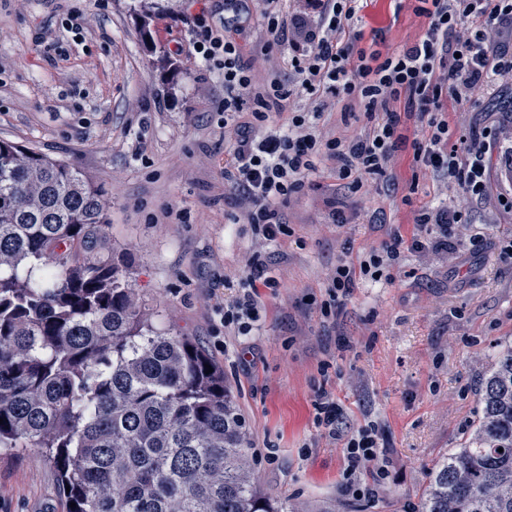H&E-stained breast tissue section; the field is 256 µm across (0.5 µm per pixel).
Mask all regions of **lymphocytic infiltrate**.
Masks as SVG:
<instances>
[{
  "label": "lymphocytic infiltrate",
  "mask_w": 512,
  "mask_h": 512,
  "mask_svg": "<svg viewBox=\"0 0 512 512\" xmlns=\"http://www.w3.org/2000/svg\"><path fill=\"white\" fill-rule=\"evenodd\" d=\"M261 17L263 56L288 48L294 85L273 82L260 89L254 61L231 31L214 29L197 16L193 49L209 69L224 77V137L232 141L224 183L242 203L233 223L251 225L256 239L289 236L285 212L304 192L316 158L332 165L338 179L359 190L371 182L395 181L402 152L435 180L457 184L468 199L512 213V138L475 127L450 132L448 105L479 103L496 81L512 75V56L499 51L512 33V0H419L414 12L427 25L402 49L365 54L355 27L360 0H254ZM311 108L288 115V126L272 129L287 114L294 93ZM342 103L334 134L318 132L316 122L328 104ZM411 240L391 233L363 252L359 263L337 259L326 279L324 313L338 309L357 281L380 279L403 247L421 253L448 249V239L468 230L465 211L423 208L413 213ZM248 285L223 307L225 328L248 335L262 304V291L278 287L260 254L248 260ZM375 440L350 439L346 448L347 488L357 498L378 495V486H360L358 476L377 465Z\"/></svg>",
  "instance_id": "f902f5d3"
}]
</instances>
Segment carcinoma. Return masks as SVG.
<instances>
[{
    "label": "carcinoma",
    "mask_w": 512,
    "mask_h": 512,
    "mask_svg": "<svg viewBox=\"0 0 512 512\" xmlns=\"http://www.w3.org/2000/svg\"><path fill=\"white\" fill-rule=\"evenodd\" d=\"M136 2L152 51L155 13ZM110 205L67 163L0 140V448L46 450L65 512H345L261 493L224 370L157 328L127 258L99 252ZM478 402L416 512H512V343Z\"/></svg>",
    "instance_id": "cac0c4a2"
}]
</instances>
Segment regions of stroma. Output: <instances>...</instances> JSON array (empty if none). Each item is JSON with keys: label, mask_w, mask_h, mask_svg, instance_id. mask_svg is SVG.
Wrapping results in <instances>:
<instances>
[{"label": "stroma", "mask_w": 512, "mask_h": 512, "mask_svg": "<svg viewBox=\"0 0 512 512\" xmlns=\"http://www.w3.org/2000/svg\"><path fill=\"white\" fill-rule=\"evenodd\" d=\"M132 0H0V139L66 162L111 201V249L132 266L154 322L198 339L224 367L245 419L260 484L273 496L342 499L350 512H415L427 470L459 447L478 415V390L497 346L512 341V215L474 203L470 237L447 254L404 251L379 282H358L322 315L325 281L338 257L358 260L393 229L414 232L413 211L439 197L413 180L403 154L397 185L351 192L318 163L289 208L291 234L268 245L224 184V82L202 66L190 21L200 9L224 18V0H149L156 53L140 42ZM414 0H362L360 49L377 36L393 50L421 31ZM83 27L68 31L69 12ZM512 106V77L450 124L495 125ZM416 192H409L410 183ZM411 204H404V196ZM342 202L348 221L327 219ZM261 253L276 289L246 336H229L217 305L232 300ZM326 391L344 411V437L316 422ZM374 429L389 460L375 500L343 493L346 438ZM0 512H62L56 470L35 448L0 454Z\"/></svg>", "instance_id": "1"}]
</instances>
